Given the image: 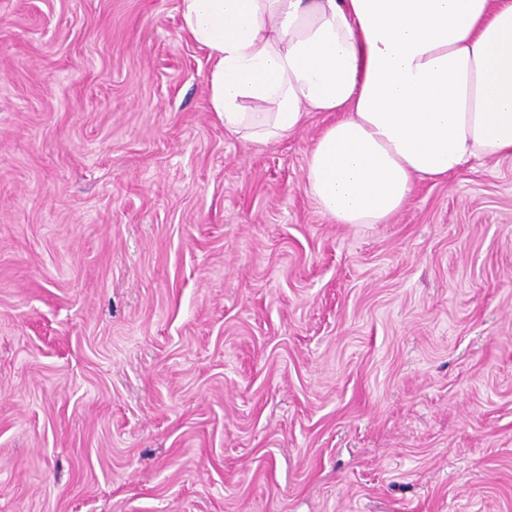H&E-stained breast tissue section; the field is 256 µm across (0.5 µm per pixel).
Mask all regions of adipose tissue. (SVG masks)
I'll list each match as a JSON object with an SVG mask.
<instances>
[{
	"mask_svg": "<svg viewBox=\"0 0 512 512\" xmlns=\"http://www.w3.org/2000/svg\"><path fill=\"white\" fill-rule=\"evenodd\" d=\"M225 128L269 142L337 119L306 188L339 224H383L418 180L512 156V0H180ZM257 104L254 112L246 103Z\"/></svg>",
	"mask_w": 512,
	"mask_h": 512,
	"instance_id": "adipose-tissue-1",
	"label": "adipose tissue"
}]
</instances>
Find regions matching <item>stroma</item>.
Here are the masks:
<instances>
[{
    "mask_svg": "<svg viewBox=\"0 0 512 512\" xmlns=\"http://www.w3.org/2000/svg\"><path fill=\"white\" fill-rule=\"evenodd\" d=\"M179 0H0V512H512V157L384 224L210 109Z\"/></svg>",
    "mask_w": 512,
    "mask_h": 512,
    "instance_id": "stroma-1",
    "label": "stroma"
}]
</instances>
